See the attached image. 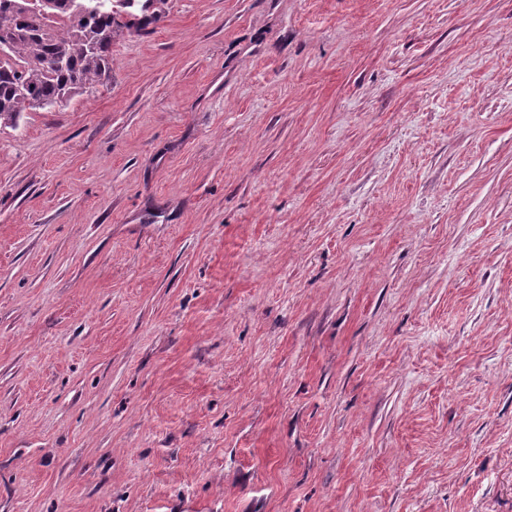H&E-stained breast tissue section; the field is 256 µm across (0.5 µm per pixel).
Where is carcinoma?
I'll use <instances>...</instances> for the list:
<instances>
[{
  "instance_id": "1",
  "label": "carcinoma",
  "mask_w": 512,
  "mask_h": 512,
  "mask_svg": "<svg viewBox=\"0 0 512 512\" xmlns=\"http://www.w3.org/2000/svg\"><path fill=\"white\" fill-rule=\"evenodd\" d=\"M165 0H0V126L103 82L122 28L156 19Z\"/></svg>"
}]
</instances>
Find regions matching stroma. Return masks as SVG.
<instances>
[{
    "mask_svg": "<svg viewBox=\"0 0 512 512\" xmlns=\"http://www.w3.org/2000/svg\"><path fill=\"white\" fill-rule=\"evenodd\" d=\"M0 512H512V0H167L0 127Z\"/></svg>",
    "mask_w": 512,
    "mask_h": 512,
    "instance_id": "obj_1",
    "label": "stroma"
}]
</instances>
